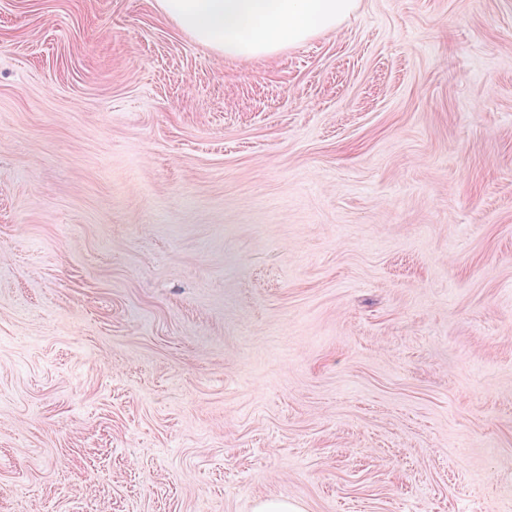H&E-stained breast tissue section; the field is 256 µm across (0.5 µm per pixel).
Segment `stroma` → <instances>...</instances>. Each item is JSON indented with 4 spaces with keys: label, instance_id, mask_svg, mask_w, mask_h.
<instances>
[{
    "label": "stroma",
    "instance_id": "obj_1",
    "mask_svg": "<svg viewBox=\"0 0 512 512\" xmlns=\"http://www.w3.org/2000/svg\"><path fill=\"white\" fill-rule=\"evenodd\" d=\"M281 497L512 512V0H0V512ZM155 7L198 43L249 61L336 29L357 0H155Z\"/></svg>",
    "mask_w": 512,
    "mask_h": 512
}]
</instances>
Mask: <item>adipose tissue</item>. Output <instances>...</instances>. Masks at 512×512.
<instances>
[{"label":"adipose tissue","instance_id":"ef3b65f1","mask_svg":"<svg viewBox=\"0 0 512 512\" xmlns=\"http://www.w3.org/2000/svg\"><path fill=\"white\" fill-rule=\"evenodd\" d=\"M155 7L198 43L249 61L336 29L357 0H155Z\"/></svg>","mask_w":512,"mask_h":512}]
</instances>
